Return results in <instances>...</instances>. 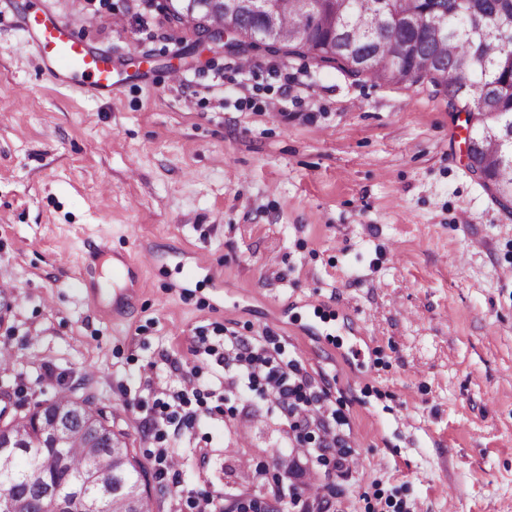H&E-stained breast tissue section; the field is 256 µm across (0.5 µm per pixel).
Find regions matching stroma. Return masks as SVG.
<instances>
[{"label":"stroma","instance_id":"stroma-1","mask_svg":"<svg viewBox=\"0 0 512 512\" xmlns=\"http://www.w3.org/2000/svg\"><path fill=\"white\" fill-rule=\"evenodd\" d=\"M25 2L0 0V408L91 397L156 512L202 493L293 512V485L330 512H512V213L471 175L445 97L201 50L159 0H39L111 58L98 99L43 74ZM228 336L275 337L351 466L258 476L295 433L261 387L211 394ZM179 384L196 420L177 429Z\"/></svg>","mask_w":512,"mask_h":512}]
</instances>
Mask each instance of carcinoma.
<instances>
[{"label":"carcinoma","mask_w":512,"mask_h":512,"mask_svg":"<svg viewBox=\"0 0 512 512\" xmlns=\"http://www.w3.org/2000/svg\"><path fill=\"white\" fill-rule=\"evenodd\" d=\"M239 0L227 17L211 0H198L204 34L231 19L245 33H258L265 18ZM281 41H262L243 53L263 49L301 56L332 66L354 80L394 84L429 83L448 97V110L466 114L469 169L503 208L512 205V0H316L315 10L300 12L294 0L272 4ZM336 12V26L319 23ZM103 415L90 397L69 390L35 402L32 411L4 419L0 411V492L38 505L75 496L108 506L107 512H143L126 496L146 478L129 447L124 462L110 442L125 434L105 428L92 440L82 432L86 415ZM68 431L62 448L49 437Z\"/></svg>","instance_id":"carcinoma-1"}]
</instances>
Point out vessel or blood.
<instances>
[{
    "label": "vessel or blood",
    "instance_id": "vessel-or-blood-1",
    "mask_svg": "<svg viewBox=\"0 0 512 512\" xmlns=\"http://www.w3.org/2000/svg\"><path fill=\"white\" fill-rule=\"evenodd\" d=\"M21 22L42 68L55 84L66 87L79 83L99 95H111V63L86 47L67 25L43 13L36 0H29Z\"/></svg>",
    "mask_w": 512,
    "mask_h": 512
}]
</instances>
